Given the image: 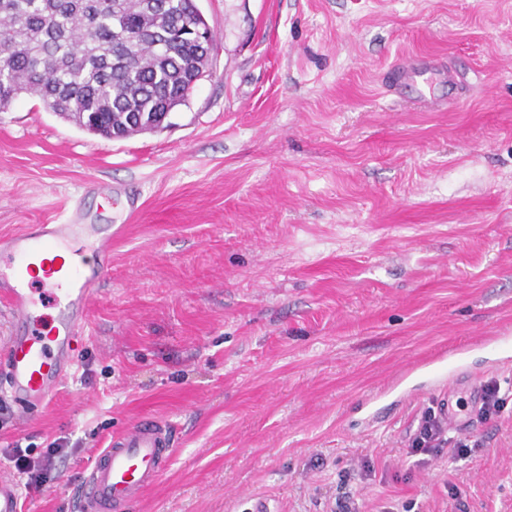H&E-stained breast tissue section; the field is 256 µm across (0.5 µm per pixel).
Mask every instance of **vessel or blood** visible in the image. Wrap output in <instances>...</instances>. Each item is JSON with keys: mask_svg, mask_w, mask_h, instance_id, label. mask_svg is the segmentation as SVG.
<instances>
[{"mask_svg": "<svg viewBox=\"0 0 512 512\" xmlns=\"http://www.w3.org/2000/svg\"><path fill=\"white\" fill-rule=\"evenodd\" d=\"M112 235L71 214L63 224H32L0 240V301L15 331L0 352V385L6 386L18 416L46 404L75 363L94 286L107 268ZM57 290L59 313L52 335L38 327L28 289L32 281ZM175 448L171 422L146 418L114 437L80 484V512H127L169 468ZM22 488L0 478V512H21Z\"/></svg>", "mask_w": 512, "mask_h": 512, "instance_id": "1", "label": "vessel or blood"}]
</instances>
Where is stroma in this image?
<instances>
[{
	"instance_id": "1",
	"label": "stroma",
	"mask_w": 512,
	"mask_h": 512,
	"mask_svg": "<svg viewBox=\"0 0 512 512\" xmlns=\"http://www.w3.org/2000/svg\"><path fill=\"white\" fill-rule=\"evenodd\" d=\"M196 3L213 73L164 129L0 112V238L125 227L72 375L23 421L0 393L1 477L70 449L21 512H76L147 416L176 449L128 512H512V408L449 427L467 455L408 452L427 411L471 414L467 380L512 393V0ZM422 53L441 70L390 89ZM63 444L54 441L47 446V451L42 459L34 460L27 454V448L22 450L20 446H15L11 458L16 470L27 476L24 484L26 494L39 492L47 480L48 471L53 465V460L60 455L65 448Z\"/></svg>"
}]
</instances>
